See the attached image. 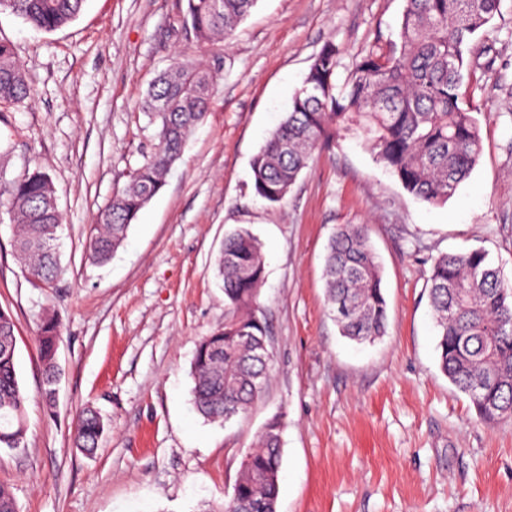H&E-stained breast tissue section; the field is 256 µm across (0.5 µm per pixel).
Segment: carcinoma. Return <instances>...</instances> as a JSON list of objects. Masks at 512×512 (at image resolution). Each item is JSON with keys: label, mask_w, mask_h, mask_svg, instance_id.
<instances>
[{"label": "carcinoma", "mask_w": 512, "mask_h": 512, "mask_svg": "<svg viewBox=\"0 0 512 512\" xmlns=\"http://www.w3.org/2000/svg\"><path fill=\"white\" fill-rule=\"evenodd\" d=\"M397 37L374 40L336 84V46L313 58L284 119L252 160L254 192L282 203L315 153L345 134L362 139L402 187L431 205L448 202L469 178L481 154L478 113L463 107L461 89L479 56L470 59L477 33L500 9V0H403ZM85 0H0V12L31 27L53 31L74 20ZM257 0H187L185 25L196 42L227 38ZM210 74L181 61L158 75L141 102L156 126V144L142 166L113 195L97 218L86 246L96 263L108 261L124 242L138 213L164 185L192 131L210 109ZM30 95L24 62L0 40V119L3 110ZM0 211L13 227L15 255L32 283L50 287L63 266L56 241L63 217L51 204L50 176L35 168L4 189ZM228 307L224 328L198 344L191 375L193 403L208 421L245 415L259 395L257 377L269 374L256 358L267 327L257 316L264 281L262 245L247 229L224 237L218 259ZM327 309L341 335L359 343L385 335L387 302L382 269L368 225L342 224L325 259ZM429 297L438 332V365L467 395L477 416L493 424L512 420V286L482 249L443 254L432 264ZM15 324L0 308V447L19 448L25 437L26 395L16 369ZM60 329L41 325V397L53 406L60 376L56 355ZM282 419L275 415L241 462L230 499L221 512H277L282 462ZM104 423L96 411L80 413L73 443L91 455ZM0 512H18L13 488L0 483Z\"/></svg>", "instance_id": "obj_1"}]
</instances>
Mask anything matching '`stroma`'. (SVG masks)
Returning a JSON list of instances; mask_svg holds the SVG:
<instances>
[{"label":"stroma","mask_w":512,"mask_h":512,"mask_svg":"<svg viewBox=\"0 0 512 512\" xmlns=\"http://www.w3.org/2000/svg\"><path fill=\"white\" fill-rule=\"evenodd\" d=\"M185 8L86 0L50 33L0 13V39L31 86L0 121V179L41 167L64 219V273L52 288L28 280L0 222V308L13 315L27 396L25 442L0 448V482L19 512H208L276 414L278 512H512V421L481 422L442 375L428 298L443 253L484 249L512 284V0L474 39L491 62L465 96L485 115L482 150L440 206L407 193L353 137L316 153L281 204L252 188L251 161L312 58L335 44L344 81L376 36L396 32L403 0H258L229 39L201 46ZM182 59L211 71V109L123 245L93 263L86 243L99 212L153 147L141 101ZM340 224L368 225L383 267L388 330L372 344L341 336L327 312L324 257ZM240 226L263 245L259 315L273 361L250 414L212 423L193 408L191 363L224 326L216 259ZM48 315L62 329L51 408L37 350ZM88 407L106 424L92 456L72 439Z\"/></svg>","instance_id":"1"}]
</instances>
